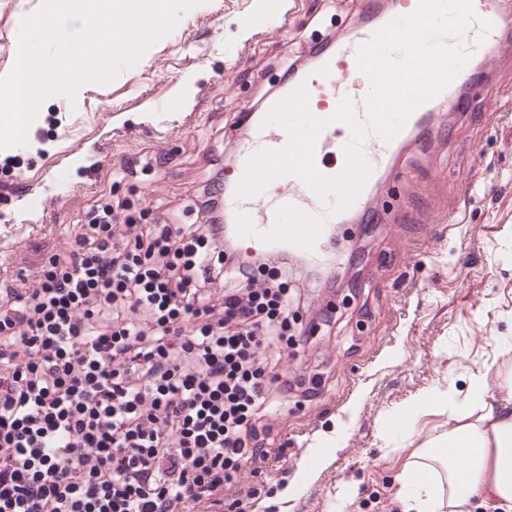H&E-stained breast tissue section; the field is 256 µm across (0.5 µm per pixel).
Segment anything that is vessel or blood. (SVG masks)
Segmentation results:
<instances>
[{
	"instance_id": "vessel-or-blood-1",
	"label": "vessel or blood",
	"mask_w": 512,
	"mask_h": 512,
	"mask_svg": "<svg viewBox=\"0 0 512 512\" xmlns=\"http://www.w3.org/2000/svg\"><path fill=\"white\" fill-rule=\"evenodd\" d=\"M473 3L476 14L492 23L486 32L478 25H471L464 36V46L478 56L485 49L499 47L504 33L512 30V0H473ZM395 17V12L387 10L383 0H364L358 22L338 34L334 42L318 48L313 67L293 71L259 106L245 114L244 139L229 160L235 181L224 189V218L237 242L251 241L266 250H285L304 261L316 259L332 225L367 212L370 197L382 185L384 171L408 138H418L425 148H433L436 140L429 137L428 131L436 111L463 113L464 81L458 76L438 96L415 109L393 139L387 141L369 135L362 152L371 173L353 204L343 212H333L332 201L320 199L295 175L277 177L259 193L237 196L235 182L242 179L249 159L262 150H279L287 145V131L280 125L267 123L266 118L281 100L301 86L307 89L310 113L327 122L314 147L317 170L329 177L344 170L345 148L352 140V131L347 124L334 120L333 114L339 101L347 98L352 101L358 120L367 122L366 96L351 83L349 76L358 67V48Z\"/></svg>"
}]
</instances>
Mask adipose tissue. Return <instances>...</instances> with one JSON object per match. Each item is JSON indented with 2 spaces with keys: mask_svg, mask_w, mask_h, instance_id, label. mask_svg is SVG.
<instances>
[{
  "mask_svg": "<svg viewBox=\"0 0 512 512\" xmlns=\"http://www.w3.org/2000/svg\"><path fill=\"white\" fill-rule=\"evenodd\" d=\"M486 369L472 372L470 394L479 415L464 421L455 413L447 436L419 449L399 480L407 512H441L476 503L487 512H512V387L493 393ZM464 444L469 454L456 459L449 445Z\"/></svg>",
  "mask_w": 512,
  "mask_h": 512,
  "instance_id": "obj_1",
  "label": "adipose tissue"
}]
</instances>
